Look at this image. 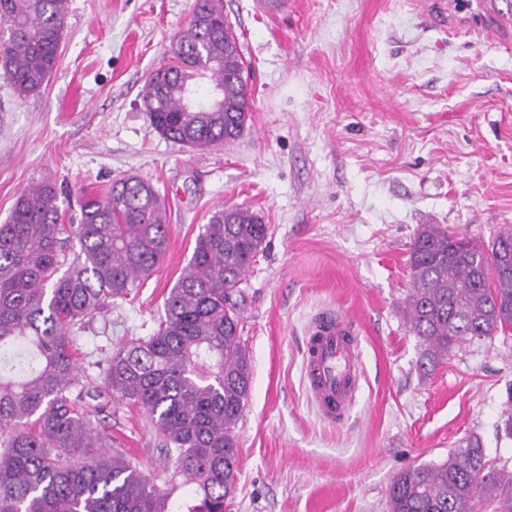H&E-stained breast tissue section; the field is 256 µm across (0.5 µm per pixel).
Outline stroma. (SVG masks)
<instances>
[{
    "mask_svg": "<svg viewBox=\"0 0 512 512\" xmlns=\"http://www.w3.org/2000/svg\"><path fill=\"white\" fill-rule=\"evenodd\" d=\"M415 0H224L253 74L239 139L204 153L160 137L139 92L169 60L196 0H69L61 63L16 98L0 77V223L47 180L77 198L113 180H149L168 207V251L128 299L78 331L81 367L150 336L212 212L244 206L269 227L242 284L252 386L237 425L239 479L228 512H388L400 470L438 463L479 437L512 471V331L464 339L431 375L407 324L408 259L437 224L488 244L512 228V42L478 38L492 11L444 28ZM361 330L362 389L347 421L324 422L303 379L306 328L322 308ZM93 423L160 475L161 438L143 411L99 398Z\"/></svg>",
    "mask_w": 512,
    "mask_h": 512,
    "instance_id": "1",
    "label": "stroma"
}]
</instances>
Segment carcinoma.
<instances>
[{"label": "carcinoma", "mask_w": 512, "mask_h": 512, "mask_svg": "<svg viewBox=\"0 0 512 512\" xmlns=\"http://www.w3.org/2000/svg\"><path fill=\"white\" fill-rule=\"evenodd\" d=\"M69 0H0V70L15 97L41 91L58 68ZM200 80L221 104L189 101ZM248 67L223 0H197L171 62L140 96L162 138L205 152L238 138L252 112ZM60 193L37 182L0 224V512H227L238 478L236 428L252 384L241 338L240 285L268 227L250 209L216 210L164 302V319L100 364L102 388L143 410L174 458L180 482L161 488L82 408L85 384L75 333L110 300L127 296L163 262L168 214L148 181L120 177L84 195L78 224L64 222ZM512 244V229L486 248L437 224L411 244L409 330L424 344L427 374L462 339L512 330V269L486 259ZM484 473L485 480L476 482ZM512 512V472L489 465L477 437L436 464L399 471L389 512Z\"/></svg>", "instance_id": "obj_1"}]
</instances>
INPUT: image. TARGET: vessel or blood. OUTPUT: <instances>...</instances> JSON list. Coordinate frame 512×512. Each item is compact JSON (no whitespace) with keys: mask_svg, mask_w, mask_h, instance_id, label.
<instances>
[{"mask_svg":"<svg viewBox=\"0 0 512 512\" xmlns=\"http://www.w3.org/2000/svg\"><path fill=\"white\" fill-rule=\"evenodd\" d=\"M359 332L347 315L328 308L310 323L304 374L311 402L329 424L342 423L360 389Z\"/></svg>","mask_w":512,"mask_h":512,"instance_id":"b4317fda","label":"vessel or blood"}]
</instances>
